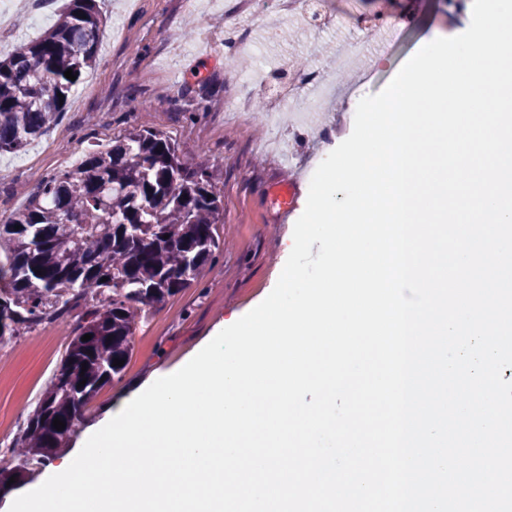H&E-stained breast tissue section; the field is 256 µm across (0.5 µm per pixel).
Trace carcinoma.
Returning <instances> with one entry per match:
<instances>
[{
  "label": "carcinoma",
  "instance_id": "carcinoma-1",
  "mask_svg": "<svg viewBox=\"0 0 512 512\" xmlns=\"http://www.w3.org/2000/svg\"><path fill=\"white\" fill-rule=\"evenodd\" d=\"M103 24L96 0H68L46 33L0 59V153L26 150L57 124L97 64ZM223 223L214 162L187 164L169 135L144 127L104 150L88 146L75 168L46 177L0 219V343L79 317L15 447L26 461L0 469V481L63 447L99 392L121 379L125 366L113 362L130 360L138 325L211 265Z\"/></svg>",
  "mask_w": 512,
  "mask_h": 512
}]
</instances>
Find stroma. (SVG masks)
Segmentation results:
<instances>
[{"label": "stroma", "instance_id": "1", "mask_svg": "<svg viewBox=\"0 0 512 512\" xmlns=\"http://www.w3.org/2000/svg\"><path fill=\"white\" fill-rule=\"evenodd\" d=\"M64 3L47 0L37 7L26 0L0 36V56L30 39L34 14L52 24ZM235 3L198 0L190 10L182 0H97L107 26L95 69L76 87L47 136L24 152L0 154V216L23 208L27 193L49 173L76 166L87 144L107 146L134 126L165 132L184 161L206 154L217 166L224 242L213 270L157 305L137 328L121 380L98 394L96 407L121 398L159 367L181 362L230 311L249 312L271 293L285 265L282 240L292 234L309 191L301 185L297 205L286 215L273 183L319 165L353 130L345 108L308 100L304 110L327 136L305 134L295 139L290 157L277 154L269 146L273 132L262 112L243 117L226 105L238 94L264 100V90L250 84L249 76L265 71L281 83L294 60L324 68L346 47L353 78L338 95L362 98L383 90L422 46L447 34L448 0H388L390 15L403 17L405 25L382 54L351 26L333 25L315 34L303 29L299 14L248 17L235 12ZM192 18L215 31L232 25L233 55L247 59V67L233 66L229 54L207 48L175 54L173 44L186 40ZM77 327V317L69 315L0 344V448L10 447L25 427Z\"/></svg>", "mask_w": 512, "mask_h": 512}]
</instances>
